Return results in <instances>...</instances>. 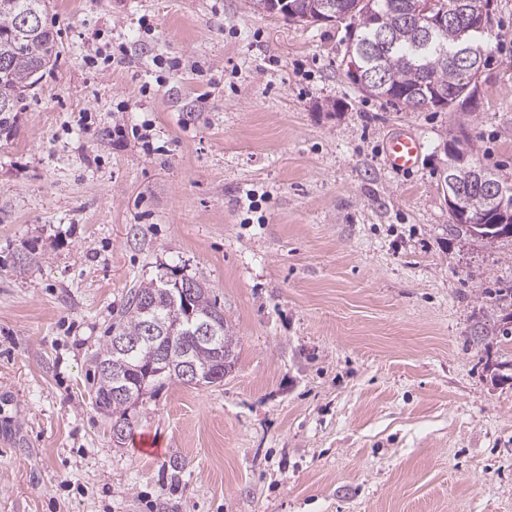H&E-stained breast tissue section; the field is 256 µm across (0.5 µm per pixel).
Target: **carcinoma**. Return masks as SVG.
Listing matches in <instances>:
<instances>
[{
    "label": "carcinoma",
    "mask_w": 512,
    "mask_h": 512,
    "mask_svg": "<svg viewBox=\"0 0 512 512\" xmlns=\"http://www.w3.org/2000/svg\"><path fill=\"white\" fill-rule=\"evenodd\" d=\"M295 5L291 17L313 19L323 12L324 0H288ZM356 7L352 17L357 19V37L371 44L369 55L362 67L374 76L386 77L390 84L375 93L378 98L413 111L414 97L428 93L429 89L449 95L468 96L473 73L467 64L454 62L457 52L469 45L481 46L484 57H489V45L481 26L482 18L467 13L462 20L451 18L448 25L439 29H426L425 24L414 17L415 0H337ZM50 0H0V134L11 133L14 113L35 88L43 74L54 65L55 35L47 25ZM485 228L480 230L484 239L512 237V214L485 213ZM189 308L174 307L172 295L165 292L162 282L150 281L130 289L118 320L112 324L110 335L92 354L93 404L97 410L111 416L112 421L124 423L126 433H131L128 412L133 406L145 405L147 398L158 383H180L182 379L171 372L158 378H149L146 391L138 394L139 379L150 370L154 354L146 352L135 361L139 371H131L125 377V386L136 394L134 402L114 394L117 386L113 374L112 336L130 339L143 334L148 318L158 315L169 317L173 312L183 316L184 334L181 345L191 349L193 361L200 367L215 364L216 354L211 346L198 345L189 332L190 324L212 323L220 338L223 352L236 353L237 339L224 321V312L210 297L208 287L200 280Z\"/></svg>",
    "instance_id": "1"
}]
</instances>
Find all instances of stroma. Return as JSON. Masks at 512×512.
<instances>
[{"mask_svg": "<svg viewBox=\"0 0 512 512\" xmlns=\"http://www.w3.org/2000/svg\"><path fill=\"white\" fill-rule=\"evenodd\" d=\"M47 23L56 61L0 135V512H512V238L452 228L442 181L461 130L512 183V0L451 112L360 91L346 21L53 0ZM402 131L424 148L396 173ZM171 272L237 364L165 385L120 444L90 356ZM422 149L423 145L420 139L412 133H397L386 142V162L393 171L412 170L419 162Z\"/></svg>", "mask_w": 512, "mask_h": 512, "instance_id": "stroma-1", "label": "stroma"}]
</instances>
